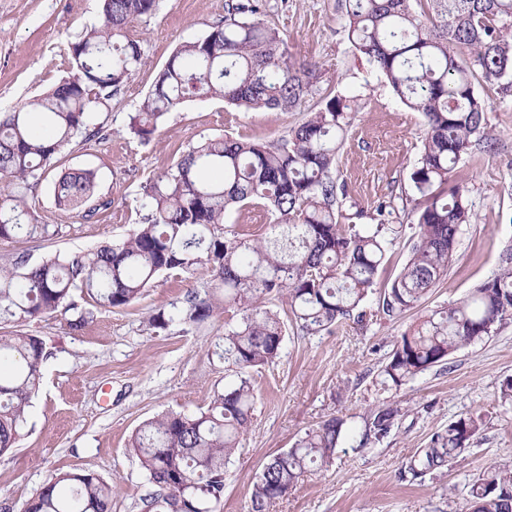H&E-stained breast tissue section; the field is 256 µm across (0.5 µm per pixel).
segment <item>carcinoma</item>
<instances>
[{"instance_id": "cac0c4a2", "label": "carcinoma", "mask_w": 512, "mask_h": 512, "mask_svg": "<svg viewBox=\"0 0 512 512\" xmlns=\"http://www.w3.org/2000/svg\"><path fill=\"white\" fill-rule=\"evenodd\" d=\"M158 0H102L103 24L69 44V71L48 91L12 112H0V243L56 233L29 205L62 147L103 132L94 115L108 105L144 62L134 24L151 16ZM259 0H225L224 19L201 38L181 44L131 116L129 133L142 142L168 115L195 99L219 98L246 109L289 111L313 92L315 74L295 66L277 27L261 18ZM352 47L387 80L408 107L424 116L422 152L411 180L423 204L417 238L401 272L384 289L378 312L395 317L419 306L448 272L458 234L472 218L467 190L448 186L459 161L489 153L496 138L476 74L512 95V0H344ZM354 100L325 106L269 145L230 136L204 138L143 186L140 224L119 244L57 254L36 264L0 263V318L18 326L74 307L76 294L104 309L128 306L164 274L211 271L210 284L190 288L176 314L148 319L165 330L174 319L204 322L235 309L240 321L224 329V361L234 380L196 415L165 413L142 423L130 448L152 490L139 512H217L224 499V467L239 448L254 411L251 370L280 358L284 322L265 308L288 302L301 331L319 333L366 321L362 304L378 283L387 235L377 224L346 230L338 212L346 189L336 179V154ZM95 173H61L56 206L76 210L95 192ZM263 200L284 234L243 237L224 225L226 213ZM512 321V245L498 271L463 300L428 312L394 346L383 384L400 387L457 350ZM44 340L18 332L0 336V455L22 437L31 399L48 359ZM400 409L373 410L366 435L381 441ZM346 421L331 417L296 445L262 464L252 485L251 512H267L304 474L334 459ZM482 419L462 416L434 435L408 465L412 479L451 465L479 431ZM114 488L89 472L51 478L22 512H112ZM460 512H512V467L493 465L475 478Z\"/></svg>"}]
</instances>
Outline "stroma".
Listing matches in <instances>:
<instances>
[{"label": "stroma", "mask_w": 512, "mask_h": 512, "mask_svg": "<svg viewBox=\"0 0 512 512\" xmlns=\"http://www.w3.org/2000/svg\"><path fill=\"white\" fill-rule=\"evenodd\" d=\"M264 2L265 18L280 29L292 60L315 65L317 95L290 111H245L219 99H197L171 113L150 142L132 137L130 117L175 49L224 16V0H159L155 14L136 27L144 66L95 117L107 136L68 145L29 194L32 208L57 234L19 237L0 244V253L37 263L59 251L121 242L140 222L143 186L201 138L228 134L276 144L339 95L357 101L336 155V178L347 190L339 221L360 228L377 223L376 208L386 204L397 236L387 247L378 284L390 283L406 264L416 232L420 197L411 174L421 155L424 118L352 47L341 0ZM101 20L98 0H0V112L22 106L65 77L69 43ZM478 91L498 145L456 166L452 181L468 188L473 218L461 227L447 276L419 307L394 318L377 313L379 296L371 294L365 306L373 316L364 327L349 322L306 334L287 319L285 301L270 302V310L286 318L282 353L252 372L253 421L225 467L220 512H249L250 487L267 456L333 416L346 419L348 433L332 465L305 474L269 512H457L480 473L512 464V398L500 393L512 377V323L400 388L381 384L402 333L428 310L464 299L497 271L501 251L512 244V96L490 84ZM68 168L95 171V215L56 209L53 182ZM209 280L204 266L189 277L163 275L125 308L96 310L78 299L80 310L93 313L79 333L70 331L61 313L27 326L51 356L18 446L0 455V506L20 512L52 475L85 471L116 486L112 512H138L150 485L129 446L135 430L160 414L206 410L229 381L219 343L225 326L238 321L236 311L202 324L176 320L163 331L148 324L152 313L172 312L189 287ZM387 404L400 408L398 421L382 441L363 442L367 415ZM468 414L481 416L483 424L454 466L421 481L406 478L410 458Z\"/></svg>", "instance_id": "1"}]
</instances>
